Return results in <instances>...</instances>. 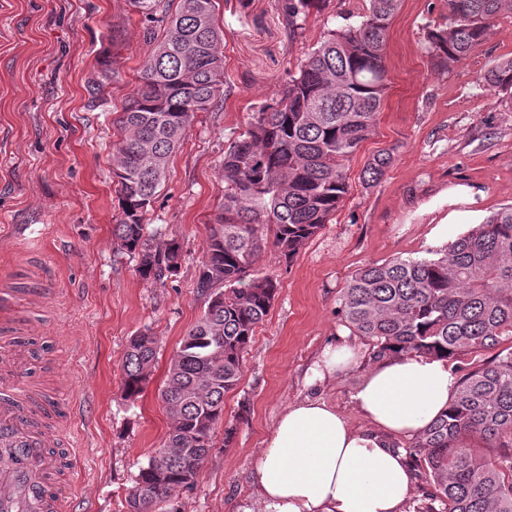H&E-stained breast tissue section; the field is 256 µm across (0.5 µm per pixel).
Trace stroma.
<instances>
[{"label": "stroma", "instance_id": "obj_1", "mask_svg": "<svg viewBox=\"0 0 512 512\" xmlns=\"http://www.w3.org/2000/svg\"><path fill=\"white\" fill-rule=\"evenodd\" d=\"M365 0H329L289 35L282 0H217L224 69L234 87L222 107L199 113L173 154L146 222L176 239L181 266L166 285L143 280L112 238L120 218L113 126L154 48L129 0H0V291L14 293L34 321L36 381L77 413L52 427L65 449L61 480L74 512H125L142 466L163 443L170 419L161 400L170 359L204 310L196 282L206 226L224 193V150L254 112L272 101L303 61ZM448 25L447 0H402L385 49L387 97L377 133L347 162L349 191L335 218L292 261L266 245L256 270L279 290L243 357L242 378L224 396L232 444L216 427L214 448L180 512H235L251 496L252 470L291 402L317 397L356 428L366 422L352 394L372 365L357 339V367L320 387L305 373L350 330L342 288L358 269L396 257L433 256L512 204V95L487 87L485 72L512 57V14L462 64L436 70L426 33ZM117 72L105 107H88L87 87ZM394 161L374 186L360 173L378 150ZM45 291L30 306L28 289ZM160 347L149 382L123 390V359L143 329Z\"/></svg>", "mask_w": 512, "mask_h": 512}]
</instances>
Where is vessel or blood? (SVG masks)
<instances>
[{
    "label": "vessel or blood",
    "instance_id": "1",
    "mask_svg": "<svg viewBox=\"0 0 512 512\" xmlns=\"http://www.w3.org/2000/svg\"><path fill=\"white\" fill-rule=\"evenodd\" d=\"M28 320L0 293V446L13 463L0 466V512H67L69 501L54 480L62 465L47 427L52 408L27 379L31 359Z\"/></svg>",
    "mask_w": 512,
    "mask_h": 512
}]
</instances>
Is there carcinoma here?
<instances>
[{
    "mask_svg": "<svg viewBox=\"0 0 512 512\" xmlns=\"http://www.w3.org/2000/svg\"><path fill=\"white\" fill-rule=\"evenodd\" d=\"M324 0H285L288 25ZM355 24L328 31L298 65L278 100L253 113L224 150V196L208 225L196 288L203 315L170 360L161 399L172 424L167 440L182 453L153 455L139 470L126 512H179L175 492L195 482L224 417V394L241 376L256 328L278 292L274 275L253 266L273 236L291 260L329 223L348 194L344 162L376 135L387 90L385 47L402 0H368ZM153 53L140 83L115 118L114 175L121 218L112 225L139 275L166 285L181 246L145 224L166 181L171 156L197 113L219 106L226 84L216 0H132ZM512 0H448L450 24L427 32L434 68L448 71L482 44ZM105 73L90 86L91 104H107ZM512 94V58L484 74ZM393 160L381 150L363 167L368 186ZM343 319L379 360L393 354L489 352L464 373L448 409L405 448L432 491L418 512H512V204L449 242L433 258L367 265L340 296ZM159 340L149 328L131 337L123 384L136 397L149 379ZM439 506H434V503Z\"/></svg>",
    "mask_w": 512,
    "mask_h": 512,
    "instance_id": "obj_1",
    "label": "carcinoma"
}]
</instances>
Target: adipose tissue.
Listing matches in <instances>:
<instances>
[{
	"instance_id": "obj_1",
	"label": "adipose tissue",
	"mask_w": 512,
	"mask_h": 512,
	"mask_svg": "<svg viewBox=\"0 0 512 512\" xmlns=\"http://www.w3.org/2000/svg\"><path fill=\"white\" fill-rule=\"evenodd\" d=\"M457 386L447 359L398 355L377 363L353 395L370 429H353L315 398L289 404L253 469L255 492L237 512H404L413 474L393 441L422 433Z\"/></svg>"
}]
</instances>
